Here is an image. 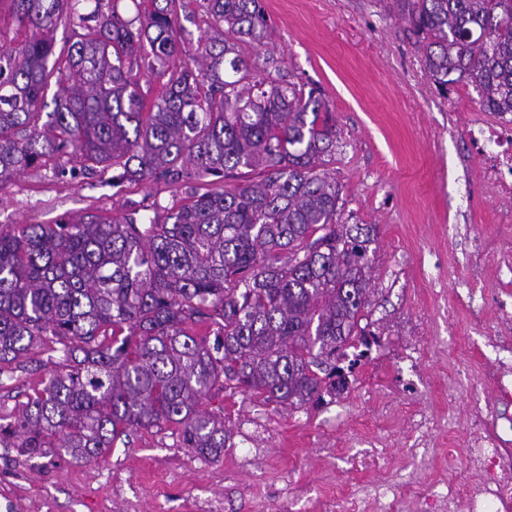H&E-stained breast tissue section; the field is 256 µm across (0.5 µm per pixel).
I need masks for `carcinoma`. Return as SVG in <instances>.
Masks as SVG:
<instances>
[{"label": "carcinoma", "instance_id": "1", "mask_svg": "<svg viewBox=\"0 0 512 512\" xmlns=\"http://www.w3.org/2000/svg\"><path fill=\"white\" fill-rule=\"evenodd\" d=\"M9 2L22 41L0 30V187L51 162L61 177L185 196L0 229V370L38 347L59 354L0 443L90 462L130 430L171 423L183 447L217 460L230 435L201 409L214 388L288 407L345 390L357 362H339L374 335L361 325L373 229L339 221L325 169L336 119L268 53L262 0H132L131 16L119 0L88 13L83 0ZM391 8L440 91L463 83L483 110L512 113V0ZM182 16L204 25L187 56ZM61 24L82 33L57 51ZM260 53L259 75L249 56ZM142 75L161 83L150 102ZM241 168L258 179L228 182Z\"/></svg>", "mask_w": 512, "mask_h": 512}]
</instances>
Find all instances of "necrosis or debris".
I'll list each match as a JSON object with an SVG mask.
<instances>
[{
  "label": "necrosis or debris",
  "mask_w": 512,
  "mask_h": 512,
  "mask_svg": "<svg viewBox=\"0 0 512 512\" xmlns=\"http://www.w3.org/2000/svg\"><path fill=\"white\" fill-rule=\"evenodd\" d=\"M469 138L481 163L484 181L497 196L512 198V118L490 113L470 124ZM492 249L499 260L500 314L512 309V213L503 212L494 237L480 238L477 251ZM512 369L487 363L479 374L498 397L494 410H476L470 419L469 443L464 451L449 450L448 477L432 495L433 512H512V389L505 378ZM416 438L409 450L412 470L407 486L421 495L430 485L434 456L426 441L441 424L423 416L413 421Z\"/></svg>",
  "instance_id": "1"
}]
</instances>
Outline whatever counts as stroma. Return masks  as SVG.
I'll return each mask as SVG.
<instances>
[{
    "label": "stroma",
    "mask_w": 512,
    "mask_h": 512,
    "mask_svg": "<svg viewBox=\"0 0 512 512\" xmlns=\"http://www.w3.org/2000/svg\"><path fill=\"white\" fill-rule=\"evenodd\" d=\"M390 2L262 0L275 56L322 90L336 119L340 143L327 169L342 189L341 221L375 228L368 322L381 344L348 391L294 409L212 390L202 407L230 434L215 461L183 448L173 424L132 431L92 463L0 447V489H13L22 512H208L212 501L221 512H326L336 490L404 481L415 412L442 421L430 439L437 457L464 448L470 410L494 399L476 373L497 352L489 337L468 332L452 295L470 275L467 232L493 234L512 199L487 189L472 156L466 115L479 109L476 92L439 94ZM173 194L159 182L118 190L97 175L60 179L37 166L0 187V228L118 214ZM418 315L427 319L423 347L401 359ZM31 357L40 372L0 371L2 421L53 368L48 352ZM366 431L377 447L362 444Z\"/></svg>",
    "instance_id": "35a3bbf8"
}]
</instances>
